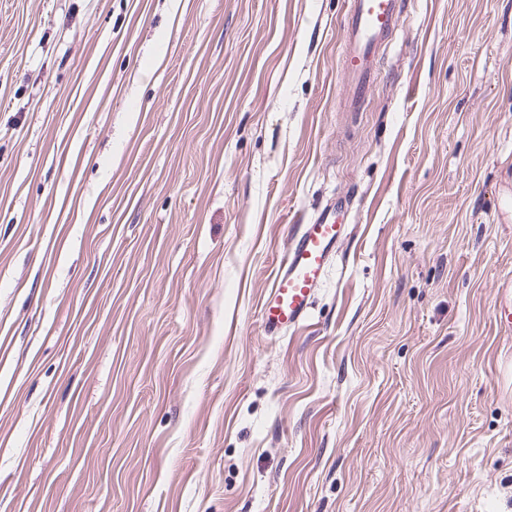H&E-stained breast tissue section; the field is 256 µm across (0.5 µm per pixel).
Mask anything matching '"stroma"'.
<instances>
[{"mask_svg":"<svg viewBox=\"0 0 512 512\" xmlns=\"http://www.w3.org/2000/svg\"><path fill=\"white\" fill-rule=\"evenodd\" d=\"M404 2L354 112L348 0H0V512H512V0ZM335 209L324 208L308 224H294L288 248L279 257L261 305L266 334L296 329L310 317L315 292L327 281L336 244L344 233Z\"/></svg>","mask_w":512,"mask_h":512,"instance_id":"obj_1","label":"stroma"}]
</instances>
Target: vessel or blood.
Returning a JSON list of instances; mask_svg holds the SVG:
<instances>
[{"label": "vessel or blood", "instance_id": "vessel-or-blood-1", "mask_svg": "<svg viewBox=\"0 0 512 512\" xmlns=\"http://www.w3.org/2000/svg\"><path fill=\"white\" fill-rule=\"evenodd\" d=\"M403 7V0H350L342 53L352 109H359L368 96L379 49L401 25ZM343 233L332 208L296 225L261 305L266 334L274 336L308 322L313 296L327 281L330 260Z\"/></svg>", "mask_w": 512, "mask_h": 512}]
</instances>
